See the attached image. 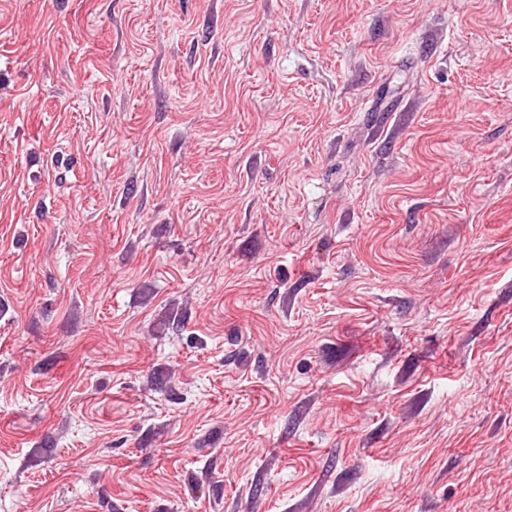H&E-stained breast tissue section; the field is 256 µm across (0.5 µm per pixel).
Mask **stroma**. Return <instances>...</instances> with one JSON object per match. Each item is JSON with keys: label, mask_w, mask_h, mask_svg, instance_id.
<instances>
[{"label": "stroma", "mask_w": 512, "mask_h": 512, "mask_svg": "<svg viewBox=\"0 0 512 512\" xmlns=\"http://www.w3.org/2000/svg\"><path fill=\"white\" fill-rule=\"evenodd\" d=\"M0 512H512V0H0Z\"/></svg>", "instance_id": "35a3bbf8"}]
</instances>
